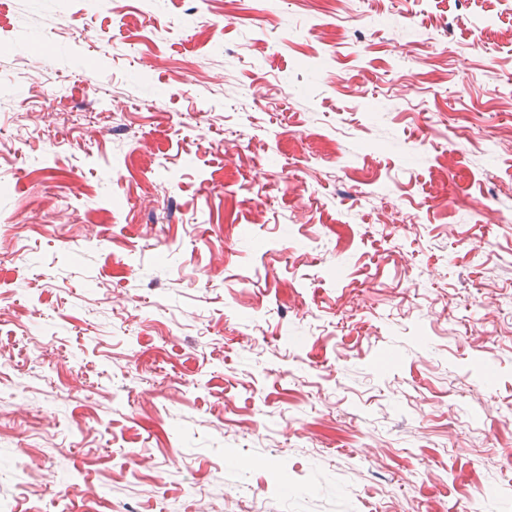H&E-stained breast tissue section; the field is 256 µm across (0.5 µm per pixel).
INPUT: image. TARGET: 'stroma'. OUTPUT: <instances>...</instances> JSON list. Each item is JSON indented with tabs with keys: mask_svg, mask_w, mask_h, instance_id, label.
I'll return each mask as SVG.
<instances>
[{
	"mask_svg": "<svg viewBox=\"0 0 512 512\" xmlns=\"http://www.w3.org/2000/svg\"><path fill=\"white\" fill-rule=\"evenodd\" d=\"M0 502L512 512L499 0H0Z\"/></svg>",
	"mask_w": 512,
	"mask_h": 512,
	"instance_id": "35a3bbf8",
	"label": "stroma"
}]
</instances>
